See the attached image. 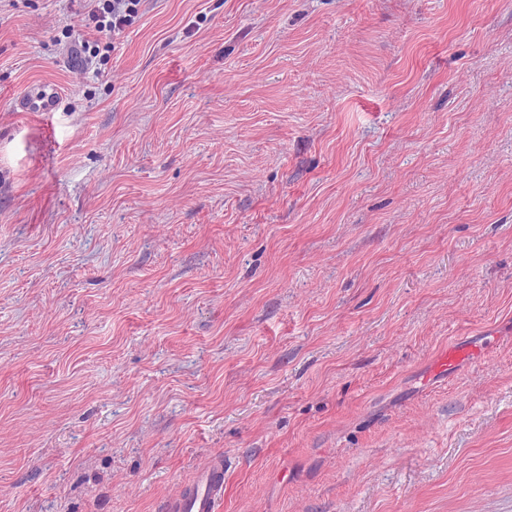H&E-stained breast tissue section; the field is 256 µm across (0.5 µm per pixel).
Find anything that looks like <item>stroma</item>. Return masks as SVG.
Here are the masks:
<instances>
[{"mask_svg": "<svg viewBox=\"0 0 512 512\" xmlns=\"http://www.w3.org/2000/svg\"><path fill=\"white\" fill-rule=\"evenodd\" d=\"M86 14L0 0V512H512V0ZM90 5L97 2L88 12L97 36L112 38L123 34L139 16L142 0H88ZM98 37V38H99ZM61 90L50 83H38L27 87L12 102L16 112H55L58 109ZM485 344H481L480 346L472 345L465 338H460L456 343L448 346V349H445L439 360L436 367L437 372H444L445 378H448L453 369L464 360L475 361L479 359L483 353V351L489 346L486 342ZM224 500V458L211 456L169 499L168 512H217Z\"/></svg>", "mask_w": 512, "mask_h": 512, "instance_id": "obj_1", "label": "stroma"}]
</instances>
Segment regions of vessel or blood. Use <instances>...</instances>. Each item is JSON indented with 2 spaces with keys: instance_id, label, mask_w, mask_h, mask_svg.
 <instances>
[{
  "instance_id": "1",
  "label": "vessel or blood",
  "mask_w": 512,
  "mask_h": 512,
  "mask_svg": "<svg viewBox=\"0 0 512 512\" xmlns=\"http://www.w3.org/2000/svg\"><path fill=\"white\" fill-rule=\"evenodd\" d=\"M61 90L50 83H38L27 87L13 102L18 112H54L57 111ZM482 347L471 344L467 339H459L445 349L437 364L438 371L452 373L464 360L475 361L481 357ZM224 499V460L210 457L195 472L194 478L181 484L169 499L168 512H218Z\"/></svg>"
}]
</instances>
